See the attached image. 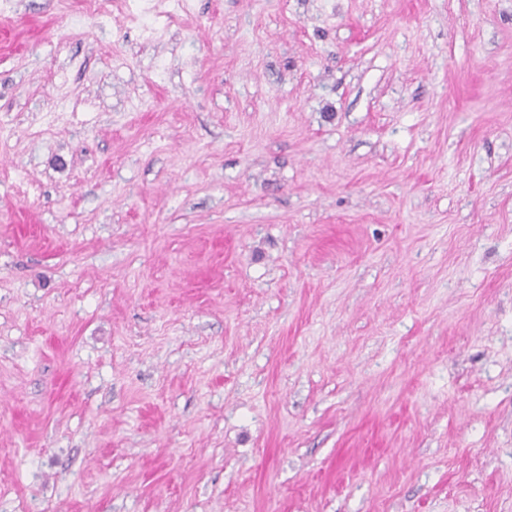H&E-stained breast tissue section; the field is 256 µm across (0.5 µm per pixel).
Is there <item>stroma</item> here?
Instances as JSON below:
<instances>
[{
    "instance_id": "obj_1",
    "label": "stroma",
    "mask_w": 512,
    "mask_h": 512,
    "mask_svg": "<svg viewBox=\"0 0 512 512\" xmlns=\"http://www.w3.org/2000/svg\"><path fill=\"white\" fill-rule=\"evenodd\" d=\"M7 0L0 512H512V0Z\"/></svg>"
}]
</instances>
